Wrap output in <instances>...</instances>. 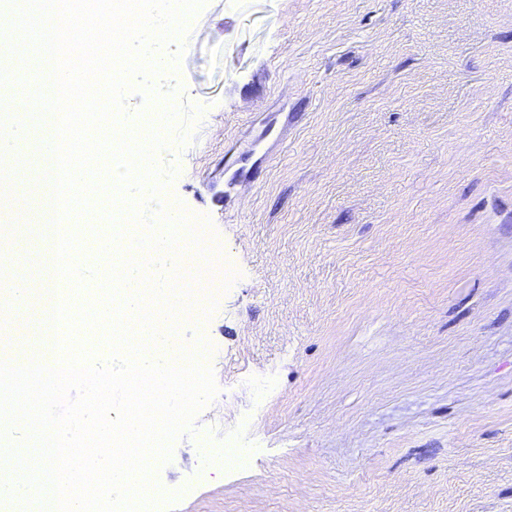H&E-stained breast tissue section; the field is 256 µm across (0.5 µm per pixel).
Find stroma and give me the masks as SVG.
<instances>
[{"label": "stroma", "mask_w": 512, "mask_h": 512, "mask_svg": "<svg viewBox=\"0 0 512 512\" xmlns=\"http://www.w3.org/2000/svg\"><path fill=\"white\" fill-rule=\"evenodd\" d=\"M169 50L202 115L163 198L233 270L176 333L214 351L193 426L247 459L182 436L162 512H512V0H206ZM39 217L0 209L16 262Z\"/></svg>", "instance_id": "35a3bbf8"}]
</instances>
